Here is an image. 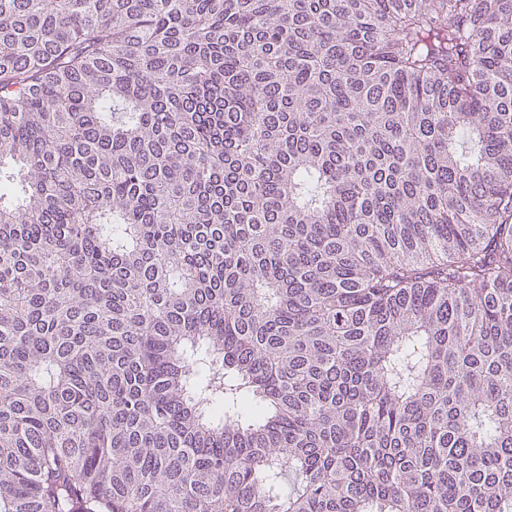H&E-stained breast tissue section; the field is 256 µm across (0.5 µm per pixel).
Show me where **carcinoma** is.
Returning a JSON list of instances; mask_svg holds the SVG:
<instances>
[{"label": "carcinoma", "instance_id": "cac0c4a2", "mask_svg": "<svg viewBox=\"0 0 512 512\" xmlns=\"http://www.w3.org/2000/svg\"><path fill=\"white\" fill-rule=\"evenodd\" d=\"M0 512H512V0H0Z\"/></svg>", "mask_w": 512, "mask_h": 512}]
</instances>
